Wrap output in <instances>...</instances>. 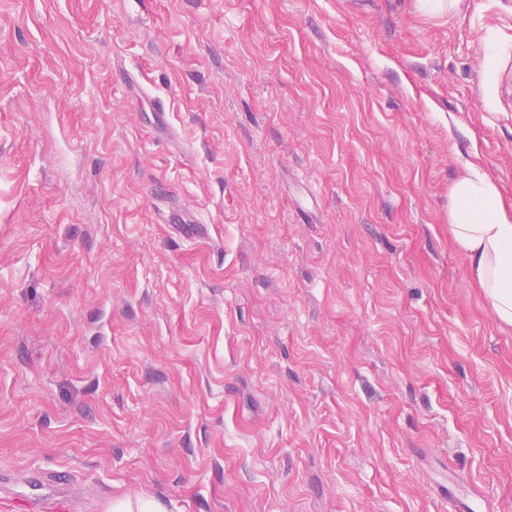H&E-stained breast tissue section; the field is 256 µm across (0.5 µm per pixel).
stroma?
Instances as JSON below:
<instances>
[{
	"instance_id": "35a3bbf8",
	"label": "stroma",
	"mask_w": 512,
	"mask_h": 512,
	"mask_svg": "<svg viewBox=\"0 0 512 512\" xmlns=\"http://www.w3.org/2000/svg\"><path fill=\"white\" fill-rule=\"evenodd\" d=\"M470 163L512 0H0V512H512ZM32 509L45 510L36 512H70L72 509L71 500L62 493L49 495L42 494L30 505ZM107 512H166V507L153 497L124 495L112 498Z\"/></svg>"
}]
</instances>
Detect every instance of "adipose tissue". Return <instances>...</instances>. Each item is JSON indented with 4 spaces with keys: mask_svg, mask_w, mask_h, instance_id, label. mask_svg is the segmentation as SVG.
<instances>
[{
    "mask_svg": "<svg viewBox=\"0 0 512 512\" xmlns=\"http://www.w3.org/2000/svg\"><path fill=\"white\" fill-rule=\"evenodd\" d=\"M448 227L467 257L475 282L496 321L512 328V208L497 185L469 166L450 192Z\"/></svg>",
    "mask_w": 512,
    "mask_h": 512,
    "instance_id": "1",
    "label": "adipose tissue"
}]
</instances>
